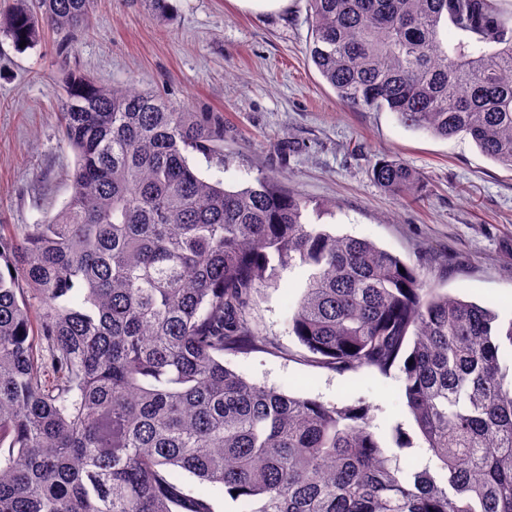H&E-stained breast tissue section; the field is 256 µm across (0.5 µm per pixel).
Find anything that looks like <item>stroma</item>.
Returning a JSON list of instances; mask_svg holds the SVG:
<instances>
[{"label":"stroma","mask_w":512,"mask_h":512,"mask_svg":"<svg viewBox=\"0 0 512 512\" xmlns=\"http://www.w3.org/2000/svg\"><path fill=\"white\" fill-rule=\"evenodd\" d=\"M152 20L135 0H96L91 26L58 50L49 32L26 50L0 36V227L21 234L52 218L72 193L75 157L59 132L60 87L76 69L105 85L161 92L177 107L224 124L228 169L200 154L206 178L239 189L260 173L281 176L310 203L308 219L336 235L373 241L440 291L512 315V170L464 136L437 138L393 113L345 107L307 58V0L251 10L236 0H172ZM382 158L415 169L423 199L384 192L371 169ZM330 204L326 213L317 206ZM301 270L264 289L253 317L268 347L225 355L247 380L327 404L365 401L382 440L394 425L418 430L398 376L340 372L315 362L288 330Z\"/></svg>","instance_id":"35a3bbf8"}]
</instances>
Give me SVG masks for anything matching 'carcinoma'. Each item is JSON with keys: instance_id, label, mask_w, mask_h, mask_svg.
<instances>
[{"instance_id": "carcinoma-1", "label": "carcinoma", "mask_w": 512, "mask_h": 512, "mask_svg": "<svg viewBox=\"0 0 512 512\" xmlns=\"http://www.w3.org/2000/svg\"><path fill=\"white\" fill-rule=\"evenodd\" d=\"M505 0H308L309 60L348 107L470 137L512 169ZM172 19L170 0H137ZM94 0H18L14 46L90 26ZM459 35L448 46V28ZM72 194L0 227V512H213L179 472L250 512H512V317L431 288L368 239L336 236L273 175L229 190L224 128L132 86L64 80ZM417 199L407 164L372 168ZM305 270L289 327L340 371L399 370L436 468L403 466L366 402L328 405L224 365L266 343L254 296Z\"/></svg>"}]
</instances>
